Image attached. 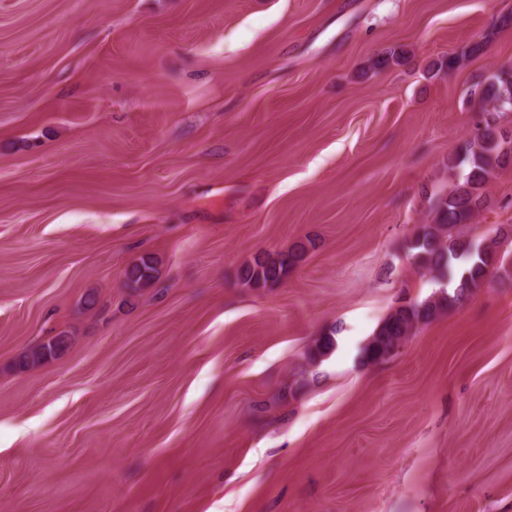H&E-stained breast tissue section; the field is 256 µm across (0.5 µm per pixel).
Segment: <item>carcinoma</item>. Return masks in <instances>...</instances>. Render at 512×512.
<instances>
[{"instance_id": "carcinoma-1", "label": "carcinoma", "mask_w": 512, "mask_h": 512, "mask_svg": "<svg viewBox=\"0 0 512 512\" xmlns=\"http://www.w3.org/2000/svg\"><path fill=\"white\" fill-rule=\"evenodd\" d=\"M483 94L504 108L512 106V75L500 74L490 82ZM504 140L499 134L497 119L481 121L468 144L466 156L459 165L469 164L470 170L461 184L434 198L431 203L433 223L424 224L409 242L420 268L434 277L451 280L458 278L453 292L441 291L435 298L421 304L397 307L378 326L362 350L366 364H377L395 356L414 329L435 319L445 309L462 302L481 287L491 271L501 263L497 245H476L460 237L456 229L471 223L483 205L480 189L493 167L512 161L503 150ZM306 248L299 245L291 250L261 253L239 271L240 284L249 289L273 288L288 279L300 264ZM158 275L157 260L142 256L126 270V286L140 292L154 285ZM73 337L65 332L41 341L23 352L17 359L21 370L34 368L67 351ZM335 346L331 336L320 337L308 350V358L315 363L330 353Z\"/></svg>"}]
</instances>
